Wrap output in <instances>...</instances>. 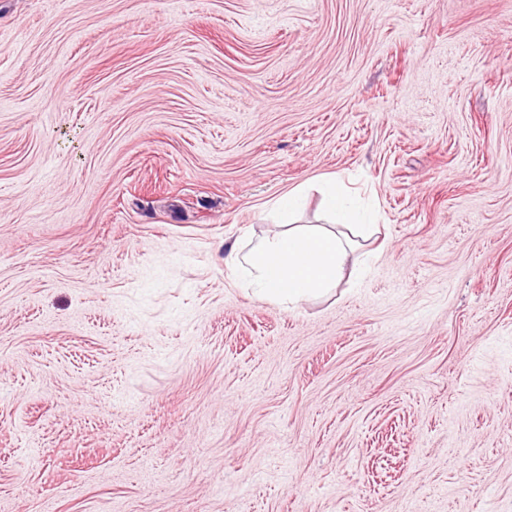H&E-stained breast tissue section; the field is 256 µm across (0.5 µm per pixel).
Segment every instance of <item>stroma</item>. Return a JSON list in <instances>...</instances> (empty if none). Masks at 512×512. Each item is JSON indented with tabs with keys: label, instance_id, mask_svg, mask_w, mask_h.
<instances>
[{
	"label": "stroma",
	"instance_id": "35a3bbf8",
	"mask_svg": "<svg viewBox=\"0 0 512 512\" xmlns=\"http://www.w3.org/2000/svg\"><path fill=\"white\" fill-rule=\"evenodd\" d=\"M0 512H512V0H0ZM343 180L341 178H332L328 180L323 188V203L331 221L336 226H361L362 231L365 226H373L374 224H355L356 212L350 208L343 195ZM300 193L283 195L276 205L284 230L233 246L230 256L250 279L254 295L270 303H290L336 288L346 267L355 266L354 247L342 232L292 224Z\"/></svg>",
	"mask_w": 512,
	"mask_h": 512
}]
</instances>
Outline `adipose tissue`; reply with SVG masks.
I'll return each instance as SVG.
<instances>
[{
  "label": "adipose tissue",
  "mask_w": 512,
  "mask_h": 512,
  "mask_svg": "<svg viewBox=\"0 0 512 512\" xmlns=\"http://www.w3.org/2000/svg\"><path fill=\"white\" fill-rule=\"evenodd\" d=\"M300 194L288 192L277 202L283 230L230 249L233 262L245 271L256 297L270 303H290L324 295L336 288L354 263V247L344 230L356 212L344 199L343 181L333 178L323 188V203L336 231L293 223Z\"/></svg>",
  "instance_id": "adipose-tissue-1"
}]
</instances>
